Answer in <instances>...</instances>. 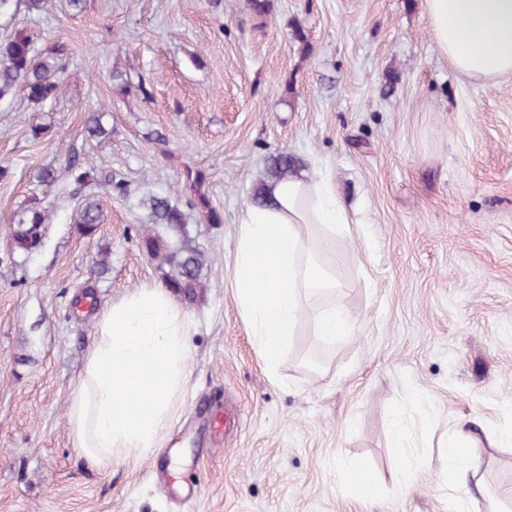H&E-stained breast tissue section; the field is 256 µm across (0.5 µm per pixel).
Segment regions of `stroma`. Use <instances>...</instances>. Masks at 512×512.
<instances>
[{
	"instance_id": "obj_1",
	"label": "stroma",
	"mask_w": 512,
	"mask_h": 512,
	"mask_svg": "<svg viewBox=\"0 0 512 512\" xmlns=\"http://www.w3.org/2000/svg\"><path fill=\"white\" fill-rule=\"evenodd\" d=\"M18 31L62 49L66 70L54 105L20 92L0 112V512H489L487 492L512 489V76L456 73L423 0H273L263 17L249 0H55L0 16V40ZM279 152L294 176L328 172L351 215L336 277L358 323L312 365L300 322L272 373L232 272L237 215ZM190 170L223 221L190 219L215 260L185 307L187 383L158 447L90 464L68 413L97 317L163 284L139 201L190 196ZM108 175L128 196L100 187ZM91 190L103 222L89 238L74 218ZM33 201L52 222L26 258L10 223ZM227 409L237 422L223 431ZM461 430L479 472L451 490L445 447ZM405 456L408 488L395 480ZM347 466L381 481L378 500L350 496Z\"/></svg>"
}]
</instances>
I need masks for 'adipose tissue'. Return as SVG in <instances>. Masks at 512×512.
<instances>
[{
  "mask_svg": "<svg viewBox=\"0 0 512 512\" xmlns=\"http://www.w3.org/2000/svg\"><path fill=\"white\" fill-rule=\"evenodd\" d=\"M432 35L461 75H512V0H425ZM233 279L258 352L276 369L301 316L317 340L352 336L356 321L334 300L333 236L349 224L332 183L293 178L268 184L261 204L240 209ZM84 378L71 403L76 446L92 462L116 448H153L186 384L191 355L186 316L161 286H144L103 311Z\"/></svg>",
  "mask_w": 512,
  "mask_h": 512,
  "instance_id": "1",
  "label": "adipose tissue"
}]
</instances>
